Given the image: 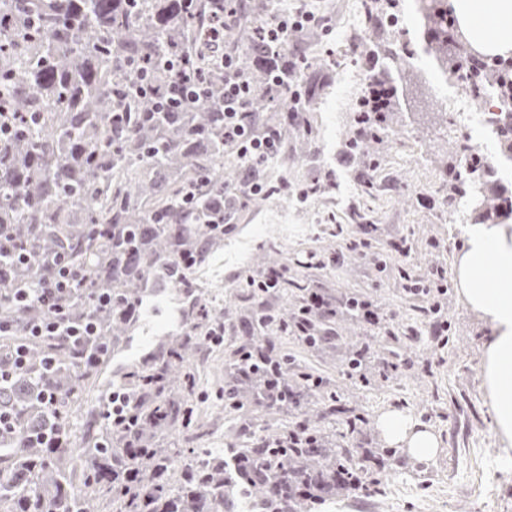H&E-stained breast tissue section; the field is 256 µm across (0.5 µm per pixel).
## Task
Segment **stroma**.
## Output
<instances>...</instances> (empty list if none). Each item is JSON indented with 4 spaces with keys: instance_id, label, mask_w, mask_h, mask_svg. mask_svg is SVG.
<instances>
[{
    "instance_id": "35a3bbf8",
    "label": "stroma",
    "mask_w": 512,
    "mask_h": 512,
    "mask_svg": "<svg viewBox=\"0 0 512 512\" xmlns=\"http://www.w3.org/2000/svg\"><path fill=\"white\" fill-rule=\"evenodd\" d=\"M351 0H281L283 9L313 14L315 26L293 33L289 41L311 62L295 76L305 90L297 120L288 126L287 163L267 167L264 175L288 184L286 193L234 205L235 229L224 238L199 278L214 308L240 301V279L269 255L262 225L287 222L295 232L280 239L277 248L289 273L306 266L310 287L333 298L345 293L374 295L388 322L387 331L366 324L338 330L331 343L345 347L358 341L396 355L390 381L360 386L336 362L318 363L296 342L276 338L281 350L296 357L307 372L324 377L343 412L333 416L336 431L347 437V417H367L369 447L386 442L376 427L378 417L391 409L412 414L432 427L440 440L434 458L420 461L406 452L391 458L383 472L384 497L373 499L359 491L337 494L326 512H512V464L493 430L490 400L483 385V360L490 336L487 323L462 300L456 280L448 282L444 315L446 339L430 333V319L421 317L427 300L397 287L392 276L375 273L369 258L353 254L348 244L367 239L374 252L396 265L426 275L433 267L453 271L460 251L458 220L444 202L448 169L460 166L469 132L436 95L429 75L409 64L408 53L435 45L433 29L404 19L387 0H377L373 12L351 13ZM376 73L397 86L400 100L392 109L390 127L382 142L350 151L346 142L356 129L361 84L346 82L351 72ZM342 98L343 108L330 103ZM376 184L373 199L359 192L365 175ZM323 184L321 195L303 200L306 184ZM367 223H355V212ZM407 239L408 257L392 248ZM171 286L154 294L155 311L148 314L146 334L135 337L129 356L140 359L156 349L172 328ZM224 350L215 348L202 365L204 384L212 397L205 404L208 433L203 448L226 445L229 420L223 401L214 399L224 383Z\"/></svg>"
}]
</instances>
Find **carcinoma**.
<instances>
[{
    "instance_id": "1",
    "label": "carcinoma",
    "mask_w": 512,
    "mask_h": 512,
    "mask_svg": "<svg viewBox=\"0 0 512 512\" xmlns=\"http://www.w3.org/2000/svg\"><path fill=\"white\" fill-rule=\"evenodd\" d=\"M432 2L424 23L442 40L429 53L453 62L455 73L476 71L479 86L512 81V59L448 58V10L443 0ZM210 11L211 0H0V113L12 125L0 138V225L13 251L28 256L0 290V320L17 331L0 339V361L27 322L46 315L35 300L18 305L12 289L47 280L48 254L64 255L85 273L66 309L73 320L95 319L99 333L85 346L91 366L63 339L28 343L27 369L0 389V408L15 422L0 439V512H320L354 487L383 496L382 472L360 465L355 456L363 449L343 447L327 421L336 398L313 399L276 350V336L329 348L320 316L267 305L304 290L301 279L264 286L263 275L278 266L264 262L244 280L252 304L218 315L193 277L235 229L213 204L234 195L243 177L224 145V71L203 38ZM236 50L255 89V129L280 123L278 100L264 94L275 48L249 26ZM180 56L199 70L204 99L169 112L155 97L138 96L144 81L163 91L169 72L161 61ZM358 112L369 138L380 139L390 112L362 103ZM471 190L448 169V205ZM157 282L185 299L177 328L146 361L116 371L112 360L134 337ZM91 292L112 295V306L95 305ZM369 304L376 301L352 293L336 317L354 322ZM224 319L242 329L227 338L224 407L238 422L228 468L204 449L189 458L180 447L199 437V363ZM242 348L261 350L266 364L244 374ZM49 355L54 366L46 371ZM375 362L366 345L342 358L363 386L372 383ZM276 375L294 392L292 401L268 396ZM39 390L57 393L56 405L44 406ZM112 391L128 398L121 422L104 418ZM45 425L59 436L50 448L34 440Z\"/></svg>"
}]
</instances>
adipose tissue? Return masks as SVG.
Segmentation results:
<instances>
[{
	"mask_svg": "<svg viewBox=\"0 0 512 512\" xmlns=\"http://www.w3.org/2000/svg\"><path fill=\"white\" fill-rule=\"evenodd\" d=\"M462 33L478 52L512 51V0H451ZM455 277L463 301L491 326L484 383L491 400L494 429L512 447V225L466 224ZM377 427L392 447L431 459L440 448L434 430L399 410L384 412Z\"/></svg>",
	"mask_w": 512,
	"mask_h": 512,
	"instance_id": "1",
	"label": "adipose tissue"
}]
</instances>
